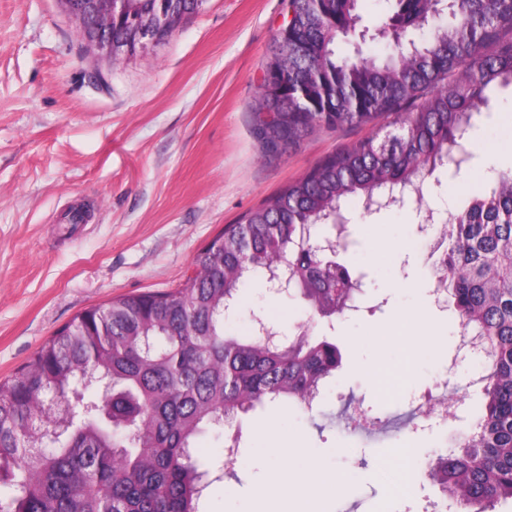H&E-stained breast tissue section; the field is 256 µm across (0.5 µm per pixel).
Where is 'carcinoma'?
I'll use <instances>...</instances> for the list:
<instances>
[{
	"instance_id": "obj_1",
	"label": "carcinoma",
	"mask_w": 512,
	"mask_h": 512,
	"mask_svg": "<svg viewBox=\"0 0 512 512\" xmlns=\"http://www.w3.org/2000/svg\"><path fill=\"white\" fill-rule=\"evenodd\" d=\"M361 0H288L253 135L266 155L318 126L337 129L393 115L394 129L323 159L196 257L177 289L114 299L78 313L12 377L0 381V512H199L206 488L196 439L267 402L311 406L341 366L338 346L301 324L291 345L225 331L247 279L288 271L320 318L358 308L363 277L335 260L348 211H379V195L406 196L435 170L470 159L475 118L496 87L512 86V0H393V39L378 53L358 29ZM187 19L195 0H128L112 40ZM430 29L427 39L410 34ZM357 39L336 56V41ZM337 233L318 252V228ZM437 287L463 333L481 341L483 401L459 452L437 453L427 478L443 494L466 476L460 507L512 500V170L441 226Z\"/></svg>"
}]
</instances>
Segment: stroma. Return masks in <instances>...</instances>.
I'll use <instances>...</instances> for the list:
<instances>
[{"label":"stroma","instance_id":"35a3bbf8","mask_svg":"<svg viewBox=\"0 0 512 512\" xmlns=\"http://www.w3.org/2000/svg\"><path fill=\"white\" fill-rule=\"evenodd\" d=\"M285 13V0H207L165 43L110 67L99 89L89 76L102 62L57 0H0V379L78 312L179 287L225 225L372 135L369 126L318 129L264 156L252 127ZM492 105L470 134L469 164L428 177L435 214L488 192L487 149H502L497 167H512V127L500 120L512 115V86ZM417 209L411 200L353 210L341 259L364 276L358 311L329 323L263 280L241 290L227 330L247 334L256 315L288 335L307 323L343 360L312 408L281 402L243 415L232 466L227 429L197 439L213 476L200 512L278 503L268 476L291 465L296 448L338 479L319 512H420L438 498L430 482L407 483L392 451L410 446L426 466L455 446L482 394L469 384L473 364L454 361L460 335L434 294L442 252L435 231H419ZM389 326L401 336L380 342ZM442 375L465 400L448 426L427 415Z\"/></svg>","mask_w":512,"mask_h":512}]
</instances>
